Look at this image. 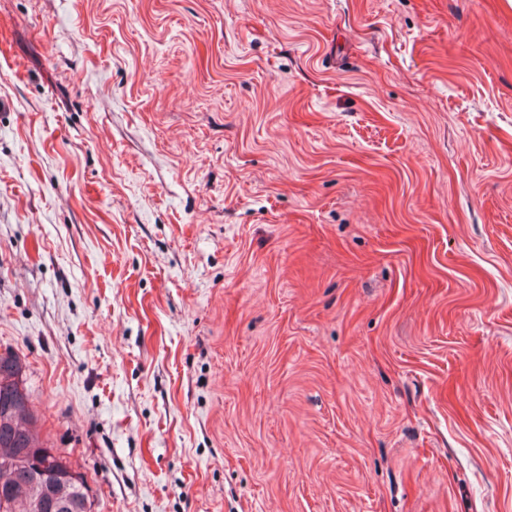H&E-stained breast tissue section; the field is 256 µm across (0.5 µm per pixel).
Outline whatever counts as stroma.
Masks as SVG:
<instances>
[{
    "label": "stroma",
    "instance_id": "stroma-1",
    "mask_svg": "<svg viewBox=\"0 0 512 512\" xmlns=\"http://www.w3.org/2000/svg\"><path fill=\"white\" fill-rule=\"evenodd\" d=\"M2 101L93 512H512V0H0Z\"/></svg>",
    "mask_w": 512,
    "mask_h": 512
}]
</instances>
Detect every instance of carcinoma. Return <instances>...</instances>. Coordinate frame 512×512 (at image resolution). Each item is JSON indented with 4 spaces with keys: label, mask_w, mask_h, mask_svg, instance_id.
I'll use <instances>...</instances> for the list:
<instances>
[{
    "label": "carcinoma",
    "mask_w": 512,
    "mask_h": 512,
    "mask_svg": "<svg viewBox=\"0 0 512 512\" xmlns=\"http://www.w3.org/2000/svg\"><path fill=\"white\" fill-rule=\"evenodd\" d=\"M22 364L11 351L0 353V458L9 450L36 454L49 451L40 439L36 420L23 407L17 414L6 411L4 397L17 394ZM7 476L0 490V512H17L16 505L24 506L22 512H32V502L46 505L44 512H85L88 499L87 483L82 473L64 483L50 484L34 474L13 477V472L0 470V477Z\"/></svg>",
    "instance_id": "cac0c4a2"
}]
</instances>
